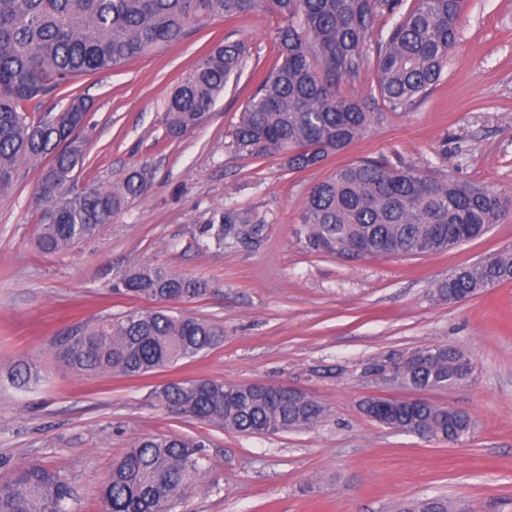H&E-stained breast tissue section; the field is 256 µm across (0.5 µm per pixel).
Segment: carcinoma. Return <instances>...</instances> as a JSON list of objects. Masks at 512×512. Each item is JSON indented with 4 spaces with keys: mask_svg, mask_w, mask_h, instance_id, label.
I'll use <instances>...</instances> for the list:
<instances>
[{
    "mask_svg": "<svg viewBox=\"0 0 512 512\" xmlns=\"http://www.w3.org/2000/svg\"><path fill=\"white\" fill-rule=\"evenodd\" d=\"M273 14V66L261 77L231 131L236 151L249 157L278 155L288 169L321 166L361 140L389 112H407L444 78L460 29L461 0H0V196L9 194L19 171L52 157L34 196L40 210L38 246L61 252L97 234L146 189V175L131 170L116 185L71 189L83 168L85 141L77 135L90 105L75 96L59 112L34 118L26 103L51 95L87 74L105 73L158 52L217 20ZM393 20L387 36L377 21ZM375 40L374 56L366 47ZM246 47L214 45L181 79L166 104L168 134L198 127L228 82L241 74ZM374 69L375 84L345 96ZM512 212V196L488 186L461 183L382 157L361 158L314 184L300 213L310 241L327 253L373 257L446 251L485 235ZM238 235H259L263 224L250 212H224L204 225L202 246L224 248ZM512 283V252L459 267L440 282L436 295L464 299ZM113 290L158 301L192 299L209 286L162 267L130 273ZM224 341V328L206 319L175 315L165 307L131 309L73 331L54 348L66 370L87 376L138 377L196 358ZM467 354L446 345L428 363L410 359L396 367L406 386L437 389L456 383ZM13 388L42 380L37 367L8 372ZM163 404L184 415L240 434L310 429L325 415L316 400L283 401L260 385L189 379L164 385ZM361 409L375 422L408 434L466 441L475 420L445 405L422 401L390 415ZM205 444L177 436L137 441L101 484L100 512H171L200 480ZM74 487L65 475L40 465L14 467L0 482V512H68ZM445 498H427L402 512H448Z\"/></svg>",
    "mask_w": 512,
    "mask_h": 512,
    "instance_id": "cac0c4a2",
    "label": "carcinoma"
}]
</instances>
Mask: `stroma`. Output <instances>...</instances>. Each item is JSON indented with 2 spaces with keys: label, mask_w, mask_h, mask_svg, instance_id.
<instances>
[{
  "label": "stroma",
  "mask_w": 512,
  "mask_h": 512,
  "mask_svg": "<svg viewBox=\"0 0 512 512\" xmlns=\"http://www.w3.org/2000/svg\"><path fill=\"white\" fill-rule=\"evenodd\" d=\"M278 24L262 13L217 21L28 104L36 114L59 111L72 95L88 99L80 182L117 184L133 168L146 169L148 180L112 224L56 254L36 245L30 202L40 167L22 169L0 197V376L23 362L44 369L29 392L0 386V481L19 464L56 469L74 486L71 512H99L98 488L126 448L148 436L187 435L206 445L204 478L174 512H398L431 497L447 498L457 512H512V283L453 304L435 294L458 266L512 250V214L480 239L412 257L324 253L299 222L316 182L379 155L512 194V0H464L445 79L410 111L302 172L231 144L254 72L273 63L269 35ZM220 40L247 44L244 71L200 127L168 137L171 92ZM244 210L264 221L256 241L230 237L223 249L200 248L215 215ZM144 266L207 282L205 296L170 308L222 325L223 345L136 378L59 366L54 341L105 316L154 307L112 291ZM432 345L462 350L476 366L464 383L423 394L476 420L457 445L379 425L359 408L370 397L413 394L365 375L366 364ZM190 378L289 386L326 414L310 429L240 434L161 404L163 385Z\"/></svg>",
  "instance_id": "35a3bbf8"
}]
</instances>
